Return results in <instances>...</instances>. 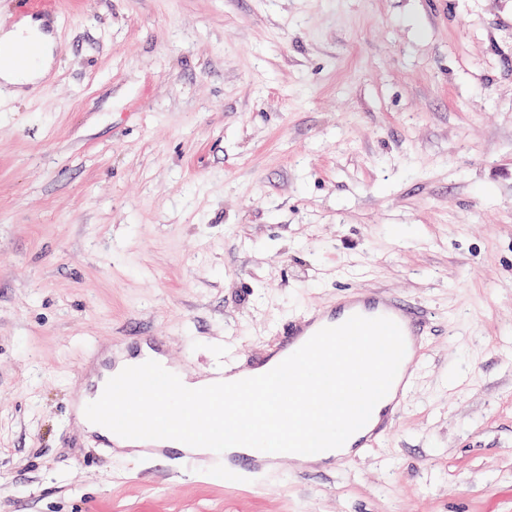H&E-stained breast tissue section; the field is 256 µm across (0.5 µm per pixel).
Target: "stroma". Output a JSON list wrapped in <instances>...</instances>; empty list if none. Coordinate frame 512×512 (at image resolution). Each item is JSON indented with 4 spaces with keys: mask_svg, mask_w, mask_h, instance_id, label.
Masks as SVG:
<instances>
[{
    "mask_svg": "<svg viewBox=\"0 0 512 512\" xmlns=\"http://www.w3.org/2000/svg\"><path fill=\"white\" fill-rule=\"evenodd\" d=\"M0 86V512H512V0H46ZM367 285L428 315L387 439L256 488L103 448L93 345L261 358ZM39 38L44 43V51L39 63L30 71L18 73L8 62H4L0 69V80L6 84L22 90L24 87L35 84L37 80L44 78L50 70V61L53 55V46L48 35L43 32L39 24L24 22L10 29L2 30L0 43L5 48H12L24 40ZM114 368V367H113ZM112 368V358L105 365V368L101 372V374L96 379H91L88 381V384L85 390L80 393L71 404V413L75 418H79L80 415L85 416V407L87 404L97 400L103 393L105 385L107 381L117 375L120 371L115 372ZM103 381L104 386L102 391L98 394L99 382ZM86 417V416H85Z\"/></svg>",
    "mask_w": 512,
    "mask_h": 512,
    "instance_id": "35a3bbf8",
    "label": "stroma"
}]
</instances>
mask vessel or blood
Here are the masks:
<instances>
[{
  "instance_id": "b4317fda",
  "label": "vessel or blood",
  "mask_w": 512,
  "mask_h": 512,
  "mask_svg": "<svg viewBox=\"0 0 512 512\" xmlns=\"http://www.w3.org/2000/svg\"><path fill=\"white\" fill-rule=\"evenodd\" d=\"M354 315L392 319L400 326L406 345L405 356L388 394L374 407L368 423L354 434L359 447L377 444L391 431L404 400L413 389L414 365L420 352L425 326V316L420 308L400 293L379 292L369 287L342 291L337 295L334 305L319 308L289 323L271 352L257 368L218 371L213 374L212 380L216 383L233 382L264 374L299 349L320 329L340 325ZM162 351L161 337L134 336L130 339L124 358L140 364L161 354ZM113 375V368L108 365L99 378L89 380L85 390L75 397L71 404L72 415H83L86 405L97 400L100 383L108 381ZM140 444L137 440L122 437L115 441L116 447L119 448H134ZM141 445L152 450L168 469H178L184 462L182 456L172 453V441L148 440ZM208 459L211 473L223 477L225 483L235 484L279 467L288 461L289 456L285 453H267L247 447L235 452H212L209 453Z\"/></svg>"
}]
</instances>
